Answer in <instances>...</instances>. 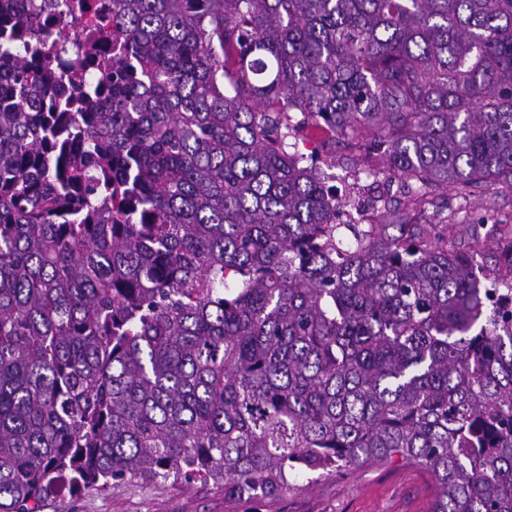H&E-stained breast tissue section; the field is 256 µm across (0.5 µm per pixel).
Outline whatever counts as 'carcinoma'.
Listing matches in <instances>:
<instances>
[{
  "label": "carcinoma",
  "instance_id": "cac0c4a2",
  "mask_svg": "<svg viewBox=\"0 0 512 512\" xmlns=\"http://www.w3.org/2000/svg\"><path fill=\"white\" fill-rule=\"evenodd\" d=\"M26 2L0 0V512L395 460L433 512H512V242L481 271L446 224H335L289 142L357 126L412 197L512 188V0H112L118 55L34 68Z\"/></svg>",
  "mask_w": 512,
  "mask_h": 512
}]
</instances>
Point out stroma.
Instances as JSON below:
<instances>
[{"label": "stroma", "mask_w": 512, "mask_h": 512, "mask_svg": "<svg viewBox=\"0 0 512 512\" xmlns=\"http://www.w3.org/2000/svg\"><path fill=\"white\" fill-rule=\"evenodd\" d=\"M321 165L327 179L355 186L361 194L387 191L384 178L356 168L348 145L328 144ZM403 222L448 224L459 250L481 247L494 263L498 247L512 241V189L492 184L475 189L468 198L449 196L448 205H425L419 216ZM434 491L418 466L394 463L370 465L322 475L293 472L286 489L268 497L247 498L225 492L220 479L120 480L104 490L77 496L57 493L44 512H431Z\"/></svg>", "instance_id": "1"}]
</instances>
